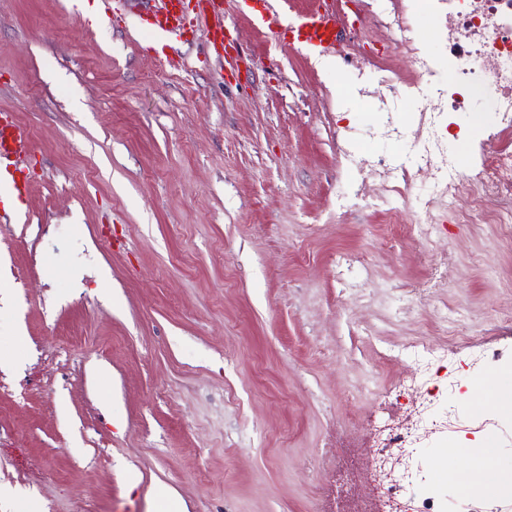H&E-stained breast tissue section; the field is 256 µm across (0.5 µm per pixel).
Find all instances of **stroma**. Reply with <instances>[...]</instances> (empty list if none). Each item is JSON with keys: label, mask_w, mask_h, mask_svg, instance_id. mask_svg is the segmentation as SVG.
Returning a JSON list of instances; mask_svg holds the SVG:
<instances>
[{"label": "stroma", "mask_w": 512, "mask_h": 512, "mask_svg": "<svg viewBox=\"0 0 512 512\" xmlns=\"http://www.w3.org/2000/svg\"><path fill=\"white\" fill-rule=\"evenodd\" d=\"M378 2L321 68L253 24L258 0H224V68L201 37L160 61L127 0L98 24L0 0V110L35 146L0 223V489L42 512H164L169 490L186 512H384L378 430L418 413L372 394L417 377L419 341H512V242L444 201L416 238L413 207H338L405 150L367 140L347 166L348 130L444 65L390 54Z\"/></svg>", "instance_id": "stroma-1"}]
</instances>
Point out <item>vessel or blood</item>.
<instances>
[{
  "label": "vessel or blood",
  "instance_id": "b4317fda",
  "mask_svg": "<svg viewBox=\"0 0 512 512\" xmlns=\"http://www.w3.org/2000/svg\"><path fill=\"white\" fill-rule=\"evenodd\" d=\"M145 26L155 41H181L206 32L214 49L225 45L224 0H152ZM340 19L336 13L323 8L295 15L289 28L293 43L310 51L324 53L335 44ZM33 149L29 132L14 123L9 113H0V172L7 173L15 196H23L28 175L23 159Z\"/></svg>",
  "mask_w": 512,
  "mask_h": 512
}]
</instances>
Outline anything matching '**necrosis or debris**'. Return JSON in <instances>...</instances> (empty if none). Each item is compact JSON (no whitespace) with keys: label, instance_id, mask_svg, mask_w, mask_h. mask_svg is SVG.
Returning <instances> with one entry per match:
<instances>
[{"label":"necrosis or debris","instance_id":"obj_1","mask_svg":"<svg viewBox=\"0 0 512 512\" xmlns=\"http://www.w3.org/2000/svg\"><path fill=\"white\" fill-rule=\"evenodd\" d=\"M414 21L397 19V35L390 48L410 54L415 63H423L433 44L448 53L444 79L427 87H415L418 100L436 102L438 112L463 115L486 127L477 156L465 155L436 126L409 134L405 124L391 110L381 112L380 121L365 129H352V137L367 135L409 142L410 150L395 165L378 159L387 174L408 175L412 170L432 172L430 186H419L414 196H402L400 205L386 214L398 223L401 205L414 204L422 213H431L436 199L446 198L455 205L463 197L471 205L454 216L462 224H498L512 235V0H421L414 9ZM473 168L471 177H463L462 167ZM422 361L428 375L425 389L427 407L434 410L431 423H413L389 428L382 446L376 449L374 465L382 469L379 489L395 512H448V497L441 487L433 486L421 495L409 494L401 479L392 476L386 466L388 449L407 450L435 437L438 447L454 448L468 443L472 434L492 428L502 435L512 434V406H484L471 410L466 418L445 412V399H465L468 388L458 381L442 382L448 352L420 342Z\"/></svg>","mask_w":512,"mask_h":512}]
</instances>
